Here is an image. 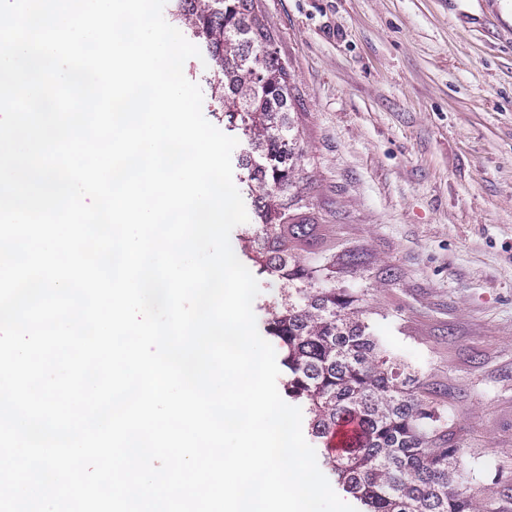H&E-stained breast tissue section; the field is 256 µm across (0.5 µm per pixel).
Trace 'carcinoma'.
I'll use <instances>...</instances> for the list:
<instances>
[{"instance_id": "obj_1", "label": "carcinoma", "mask_w": 512, "mask_h": 512, "mask_svg": "<svg viewBox=\"0 0 512 512\" xmlns=\"http://www.w3.org/2000/svg\"><path fill=\"white\" fill-rule=\"evenodd\" d=\"M171 2L170 23L187 29L209 60L224 129L246 143L238 166L258 222L232 249L276 285L263 330L280 352L285 396L325 448L323 469L361 512H501L496 500L472 492L468 446L448 418L441 385L384 343L371 292L350 286L392 287L399 267L373 265L364 249L336 242L335 225L310 216L288 65L260 0ZM348 422L358 432L329 450Z\"/></svg>"}]
</instances>
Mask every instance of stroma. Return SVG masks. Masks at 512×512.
<instances>
[{
    "label": "stroma",
    "mask_w": 512,
    "mask_h": 512,
    "mask_svg": "<svg viewBox=\"0 0 512 512\" xmlns=\"http://www.w3.org/2000/svg\"><path fill=\"white\" fill-rule=\"evenodd\" d=\"M317 216L402 271L379 334L512 512V0H261Z\"/></svg>",
    "instance_id": "obj_1"
}]
</instances>
